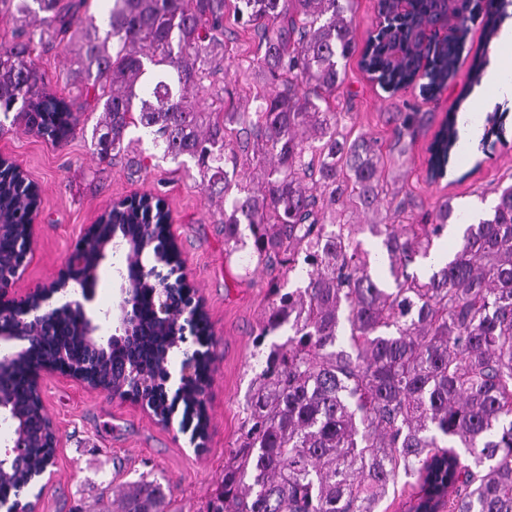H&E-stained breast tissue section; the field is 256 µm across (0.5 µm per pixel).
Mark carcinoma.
Segmentation results:
<instances>
[{"label":"carcinoma","mask_w":512,"mask_h":512,"mask_svg":"<svg viewBox=\"0 0 512 512\" xmlns=\"http://www.w3.org/2000/svg\"><path fill=\"white\" fill-rule=\"evenodd\" d=\"M106 2L95 15L89 0H0V14L16 23L12 43L0 45V129L22 121L62 143L82 123L77 101L91 98L102 105L92 130L100 158L128 151L130 129L144 132L163 156L194 161L202 185L224 198L226 251L246 245L244 224L256 266L274 272L304 264L302 287L287 291L277 277L268 281L271 302L256 345L285 327L288 335L265 355L262 383L208 512H378L403 476L412 487L425 485L423 497L405 501V512H512V184L494 189L489 217L465 227L448 262L423 277L410 273L435 252L455 208L445 200L420 224L398 223L411 200L384 192L378 145L352 136L331 110L340 61L355 52L354 0H235L234 15L264 46L261 74L278 84L253 112L210 109L192 97L224 70L226 0ZM489 4L488 41L506 0ZM434 10L431 0H418L410 19L387 24L386 37L407 42L398 61L384 58L380 40L366 48L362 62L384 88L415 82L422 49L409 31ZM470 21L459 20L421 91L442 89L454 74ZM39 48L71 55L69 99L46 94ZM397 120L398 144L424 116L401 112ZM459 146L450 115L432 146V171L443 172ZM247 161L260 168L256 179L233 180ZM383 194L387 207L377 222L349 223L353 213L378 210ZM33 204L0 172V215L12 225L0 239L1 257L17 251ZM153 207L150 221L129 207L106 223L125 225L128 240L147 245L159 263L167 243L159 202ZM365 229L386 254L381 272L357 238ZM110 252L135 278L122 246ZM136 313L140 335L112 345L113 373L79 335V311L58 319L53 335L30 337L24 353L8 346L15 358L0 405L14 423L25 419L35 440L21 468L0 453V500L14 499L54 451L50 435H38L44 415L31 387L36 366L63 350L120 394L138 392L125 363L158 377L169 368L174 338L155 318L153 289H142ZM188 395L185 411L203 432V402L192 389ZM168 505L159 483L142 480L121 495L119 512H167Z\"/></svg>","instance_id":"1"}]
</instances>
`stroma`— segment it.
Here are the masks:
<instances>
[{"label": "stroma", "mask_w": 512, "mask_h": 512, "mask_svg": "<svg viewBox=\"0 0 512 512\" xmlns=\"http://www.w3.org/2000/svg\"><path fill=\"white\" fill-rule=\"evenodd\" d=\"M379 22L377 0H355L356 50L345 63L346 78L332 106L346 113L354 133L377 140L385 154L394 141L396 113H424L423 125L404 137L405 164H388L386 181L402 186L428 211L447 198L458 213L488 212L495 187L512 183V102L483 111L470 153L451 152L445 175L430 177L436 133L449 113L465 111L474 91V63L486 64L492 57L482 17L470 22L457 68L447 89L434 98L415 85L390 92L363 70L362 54ZM224 43V74L218 83L235 106L253 108L241 78L261 54L259 38L237 22L229 6L224 9ZM91 133V127H84L58 147L18 126L0 130V154L11 157L40 189L33 248L13 292L21 297L57 280L77 243L114 201L143 194L163 199L189 285L204 302L212 333L210 371L203 385L208 425L197 443L195 422L183 406H176L171 423L165 424L141 402L58 373H41L43 412L54 425L58 447L55 476L42 492L39 512H113V492L143 478L169 486L172 512H206L265 366L255 337L269 305V276L250 263L246 251L225 252L219 206L202 189L192 161L156 156L146 138L131 153L152 156L153 168L131 169L123 155L108 163L97 156Z\"/></svg>", "instance_id": "1"}]
</instances>
